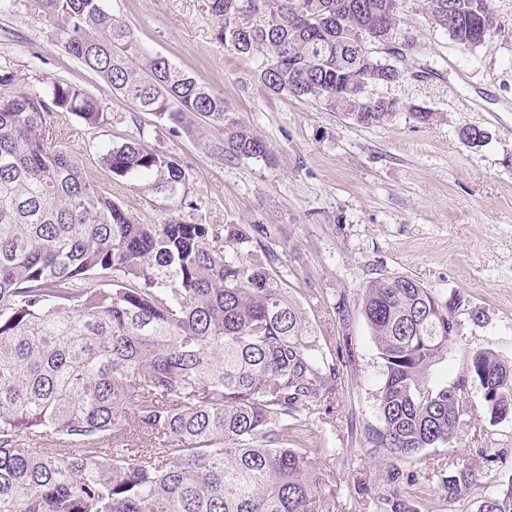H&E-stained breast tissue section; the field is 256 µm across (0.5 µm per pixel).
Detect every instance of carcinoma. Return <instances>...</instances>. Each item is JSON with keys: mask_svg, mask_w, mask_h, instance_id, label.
I'll return each instance as SVG.
<instances>
[{"mask_svg": "<svg viewBox=\"0 0 512 512\" xmlns=\"http://www.w3.org/2000/svg\"><path fill=\"white\" fill-rule=\"evenodd\" d=\"M211 0L218 35L259 55L274 96L314 99L360 124L390 120L397 101L378 85L405 73L366 55L367 37L413 41L399 28L410 0ZM461 49L498 29L491 0H417ZM68 54L141 112L180 127L199 115L224 127V152L266 158V144L230 118L224 97L163 56L135 64L139 43L101 0H27ZM56 112L88 126L105 107L76 83L42 95L0 94V512H312L309 471L319 448H288L300 415L336 388V364L242 224H198L178 212L142 224L86 177ZM116 177L185 170L140 142L102 156ZM463 296L442 301L415 279L385 276L361 311L384 365L371 447L402 463L454 442L468 387L485 412L512 414V364L471 353L442 387L428 370L448 353ZM152 445L136 443L139 435ZM482 471L437 476L453 501ZM477 512H512V480Z\"/></svg>", "mask_w": 512, "mask_h": 512, "instance_id": "cac0c4a2", "label": "carcinoma"}]
</instances>
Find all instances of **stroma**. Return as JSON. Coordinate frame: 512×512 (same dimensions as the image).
<instances>
[{
	"instance_id": "obj_1",
	"label": "stroma",
	"mask_w": 512,
	"mask_h": 512,
	"mask_svg": "<svg viewBox=\"0 0 512 512\" xmlns=\"http://www.w3.org/2000/svg\"><path fill=\"white\" fill-rule=\"evenodd\" d=\"M102 5L133 29L142 52L169 58L223 95L232 116L266 143L271 161L225 154L223 128L204 118L176 131L136 111L70 58L25 5L0 15V69L26 90L80 84L105 106L107 120L95 128L70 112L53 121L89 180L141 223H161L178 206L153 179L116 178L103 164L106 150L134 140L185 170V219L246 225L255 255L272 251V267L336 365L335 394L301 434L316 451V512H387L395 492L420 512H477L485 496L512 481V418L492 422L480 390L470 388L455 446L426 449L419 462L405 464L417 482H391L393 460L367 441L378 423L384 368L360 294L377 277L404 275L440 300L463 295L457 335L431 367V385L456 381L478 349L512 360V0H493L500 29L470 51L434 29L420 6L406 9L401 27L421 51L405 79L374 93L437 112L428 125L405 111L361 125L319 102L268 94L254 77L256 59L219 40L209 0ZM468 127L484 132L480 146L463 138ZM492 453L496 462H487ZM466 463L481 467L482 481L459 500H444L435 475Z\"/></svg>"
}]
</instances>
